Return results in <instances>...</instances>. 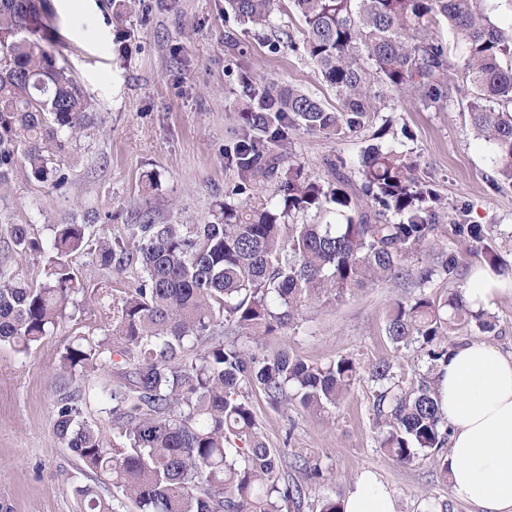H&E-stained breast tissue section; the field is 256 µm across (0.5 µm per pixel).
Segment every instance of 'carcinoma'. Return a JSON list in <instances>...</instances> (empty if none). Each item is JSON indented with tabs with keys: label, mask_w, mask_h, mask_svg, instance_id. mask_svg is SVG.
Returning a JSON list of instances; mask_svg holds the SVG:
<instances>
[{
	"label": "carcinoma",
	"mask_w": 512,
	"mask_h": 512,
	"mask_svg": "<svg viewBox=\"0 0 512 512\" xmlns=\"http://www.w3.org/2000/svg\"><path fill=\"white\" fill-rule=\"evenodd\" d=\"M225 2L255 32L275 31V0ZM291 2L302 26L289 47L317 67L337 105L328 109L300 90L242 75L246 106L224 159L235 170L238 194L277 177L270 198L226 203L220 223L147 221L125 225L122 237L104 226L93 235L94 213L49 225L45 239L0 213L7 247L46 260L38 284L0 263V342L20 353L52 335L84 291L73 257L120 267L134 244L142 272L123 296L103 298L107 332L70 341L61 356V368L72 375L103 369L115 356L129 365L127 384L110 393L109 413L123 442L109 444L100 427L81 419L78 392L59 400L54 434L84 470L139 512H288L304 499L302 484L281 479L285 451L265 442L248 389L260 386L275 402L290 398L325 411L348 392L360 366L349 357L318 365L286 351L249 353L220 339L224 323L257 342L293 326L317 303L405 276L419 293L391 304L386 335L397 346L418 345L431 367L448 355L452 325L482 333L496 327L492 316L467 305L459 287L442 299L425 292L437 275L450 284L461 280L458 258L440 237L481 247L494 267L486 241L497 230L454 219L443 227L444 199L392 144L411 138L407 128L395 129L388 117L364 136L353 164L355 190L342 172L346 162L328 161L336 182L325 183L286 154L300 131L329 139L361 134L380 112L377 83L436 111L456 98L466 103L476 135L492 148L495 173L511 183L512 27L495 22L493 0ZM45 11V0H0V189L19 165L62 188L60 164L96 124L93 98L57 64L46 40L31 37ZM439 15L461 47L456 60L434 31ZM310 212L318 222L295 221ZM393 368L387 359L368 367L377 385L373 408L380 447L408 464L420 452L439 453L450 427L436 380L405 388ZM73 496L80 512H117L91 484L73 485Z\"/></svg>",
	"instance_id": "obj_1"
}]
</instances>
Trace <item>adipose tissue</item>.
I'll return each mask as SVG.
<instances>
[{
    "mask_svg": "<svg viewBox=\"0 0 512 512\" xmlns=\"http://www.w3.org/2000/svg\"><path fill=\"white\" fill-rule=\"evenodd\" d=\"M512 290L504 276L475 270L464 297L489 311ZM451 428L446 456L453 495L479 512H512V354L474 341L452 350L437 382ZM343 512H397L386 487L364 475L342 498Z\"/></svg>",
    "mask_w": 512,
    "mask_h": 512,
    "instance_id": "ef3b65f1",
    "label": "adipose tissue"
}]
</instances>
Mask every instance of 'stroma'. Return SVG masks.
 <instances>
[{
    "mask_svg": "<svg viewBox=\"0 0 512 512\" xmlns=\"http://www.w3.org/2000/svg\"><path fill=\"white\" fill-rule=\"evenodd\" d=\"M280 40L269 48L234 15L224 0H140L127 9L124 0H47L45 22L59 64L94 98L101 114L95 128L74 143L64 167L67 183L56 190L17 170L0 191V211L16 223L29 224L47 238L48 225L68 213L95 212L112 235L125 225L207 224L220 220L223 202H238L237 178L224 163V150L236 140L242 87L250 71L309 92L326 107L336 95L315 67L289 49V33L301 22L290 0H276ZM241 43L231 54L228 38ZM382 115L408 127L412 139L400 151L419 163V175L433 182L449 208H461L470 224H492L501 236L492 243L512 268V184L492 183L489 144L477 139L467 110L424 109L396 95L381 105ZM363 140L336 142L297 135L291 158L322 180H333L327 159L355 162ZM85 280L79 310L29 352L0 344V512H77L76 483L91 484L80 461L53 433L56 403L80 391L83 417L108 424L109 395L124 383L120 367L71 376L60 366L61 353L77 335H101L107 318L99 306L103 295L120 294L140 274L129 261L104 269L89 257L76 261ZM409 279L383 282L339 302L307 309L294 326L259 344L263 353L288 350L305 362L323 364L347 356L360 366L379 359L395 363L404 383L417 381L427 359L416 347L392 344L385 333L392 302L413 293ZM491 314L495 332L453 326L448 341L463 345L485 340L512 354V296ZM374 384L360 375L332 408L311 412L270 400L258 387L249 392L259 428L269 447L319 465L321 475L307 479L302 470L283 465L282 477L299 482L306 495L298 512H319L323 499L342 497L365 472L376 474L392 494L397 512H478L453 496L435 456L417 455L411 463L389 459L379 446L372 408Z\"/></svg>",
    "mask_w": 512,
    "mask_h": 512,
    "instance_id": "1",
    "label": "stroma"
}]
</instances>
